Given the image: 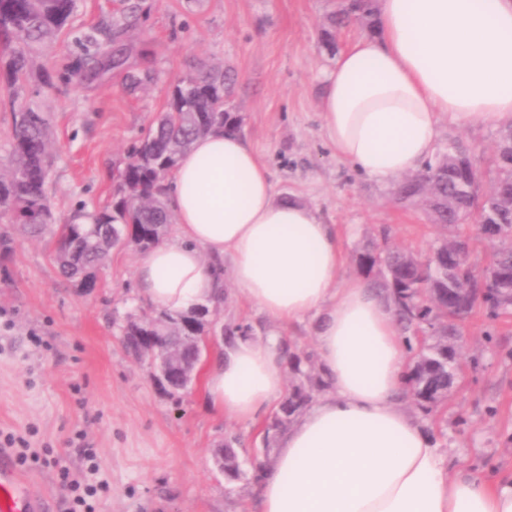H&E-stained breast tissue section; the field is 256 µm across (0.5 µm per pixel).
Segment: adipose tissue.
Returning a JSON list of instances; mask_svg holds the SVG:
<instances>
[{
  "label": "adipose tissue",
  "mask_w": 512,
  "mask_h": 512,
  "mask_svg": "<svg viewBox=\"0 0 512 512\" xmlns=\"http://www.w3.org/2000/svg\"><path fill=\"white\" fill-rule=\"evenodd\" d=\"M322 126L337 158L389 183L432 155L440 117L512 124V0H379L374 35L326 75ZM169 239L140 258V295L172 313L225 283L273 324L312 320L327 389L279 437L257 512H512V482L445 464L399 400L408 350L390 302L342 277L335 225L276 199L262 157L212 129L168 182ZM287 358L277 340L236 338L206 371V405L254 423L277 409Z\"/></svg>",
  "instance_id": "1"
}]
</instances>
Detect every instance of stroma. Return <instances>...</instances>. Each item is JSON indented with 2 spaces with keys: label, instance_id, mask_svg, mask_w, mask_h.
Instances as JSON below:
<instances>
[{
  "label": "stroma",
  "instance_id": "35a3bbf8",
  "mask_svg": "<svg viewBox=\"0 0 512 512\" xmlns=\"http://www.w3.org/2000/svg\"><path fill=\"white\" fill-rule=\"evenodd\" d=\"M127 39L155 72L147 89H125L122 73L87 85L79 77L48 95L0 90V161L12 132V105L37 100L51 117L54 165L49 195L55 223L112 193L109 171L165 105L174 79L200 63L236 76L228 98L241 134L265 160L276 196L316 209L340 236L344 275L358 276L355 255L369 242L428 255L439 229L418 208L399 205L393 187L357 175L336 159L321 126L319 102L335 57L321 45L339 0H76L71 25L45 58L56 69L82 53L76 38L101 18L128 16ZM436 152L466 146L481 189L493 178L498 127L440 119ZM134 246L113 250L99 286L84 294L58 274L46 240L14 233L0 260V448L7 437L34 455L20 474L43 496L46 512H69L61 473L85 470L95 452L107 487L95 512H254V484L228 482L213 451L240 434L248 466L269 461L257 426L224 419L205 403L202 375L173 400L121 333L125 316L146 310L138 295ZM211 330L217 358L224 327L243 322L253 335L269 324L254 304L224 297ZM453 394L423 426L449 461L466 459L485 475L512 471V312L489 320L474 310L462 323Z\"/></svg>",
  "mask_w": 512,
  "mask_h": 512
}]
</instances>
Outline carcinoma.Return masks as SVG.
<instances>
[{"label":"carcinoma","mask_w":512,"mask_h":512,"mask_svg":"<svg viewBox=\"0 0 512 512\" xmlns=\"http://www.w3.org/2000/svg\"><path fill=\"white\" fill-rule=\"evenodd\" d=\"M76 0H0V54L6 56L3 77L10 89L25 85L35 59L43 57L74 12ZM376 0H344L331 24L340 29L361 24L376 28ZM128 23L102 20L83 35L85 48L94 52L72 64L82 79L93 83L121 71L138 55L126 42ZM154 80L143 68L125 75L131 91ZM232 80L224 71L203 66L175 80L167 102L148 132L127 152L126 167L112 175L117 182L111 201L94 211L93 223H81L83 208L70 222L51 223L47 178L52 164L50 117L38 106H21L12 116V138L6 163L0 165V213L32 237L53 243V259L60 272L82 291L98 286V273L112 252V229L139 239L148 250L163 240L172 223L164 201L166 182L194 141L222 126L238 131L240 118L224 111L222 99L231 93ZM496 176L486 192L479 191V176L470 151L459 143L422 171L400 180L394 195L398 203L433 214L432 223L447 231L427 262L412 254L367 244L355 256L359 271L374 287L392 297L396 324L413 353L406 397L426 415H433L448 399V365L455 359L459 338L456 322L477 307L495 316L512 309V126L499 133L493 159ZM464 224H481L495 242L489 262L482 268L468 262L458 268L448 263V250L456 247L470 256V238L459 231ZM195 308L181 314L156 316L187 321L185 333L202 338L213 324ZM291 381L287 395L265 422L264 441L288 430L320 390L314 354L288 353ZM242 437H224V477L236 481L241 468Z\"/></svg>","instance_id":"cac0c4a2"}]
</instances>
